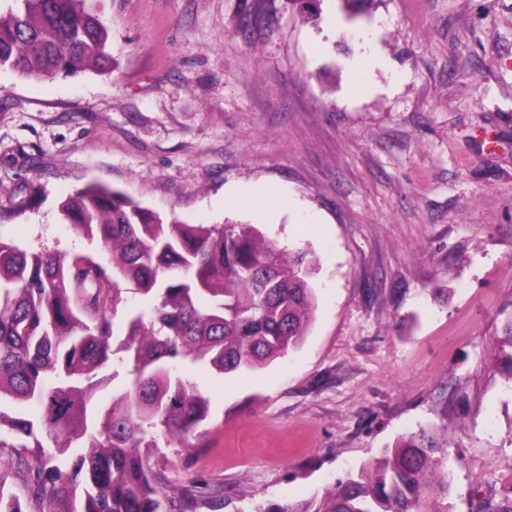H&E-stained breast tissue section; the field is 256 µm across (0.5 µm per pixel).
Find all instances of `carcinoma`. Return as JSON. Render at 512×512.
<instances>
[{"label":"carcinoma","instance_id":"1","mask_svg":"<svg viewBox=\"0 0 512 512\" xmlns=\"http://www.w3.org/2000/svg\"><path fill=\"white\" fill-rule=\"evenodd\" d=\"M0 14V68L34 79L105 67L108 30L85 0H12ZM63 219L112 254L31 251L0 238V512H25L5 492L17 474L47 512H220L192 485L161 486L151 465L162 436L190 447L209 416L203 365L232 375L301 345L314 310L311 260L242 224H188L124 193L90 184L59 203ZM148 297L114 342L122 285ZM123 377L112 404L94 401ZM55 453L46 456L44 443ZM448 439L421 428L305 501L252 512H448Z\"/></svg>","mask_w":512,"mask_h":512}]
</instances>
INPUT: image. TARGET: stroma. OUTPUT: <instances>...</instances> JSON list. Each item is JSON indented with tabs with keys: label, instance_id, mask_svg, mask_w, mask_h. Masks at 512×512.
Returning a JSON list of instances; mask_svg holds the SVG:
<instances>
[{
	"label": "stroma",
	"instance_id": "1",
	"mask_svg": "<svg viewBox=\"0 0 512 512\" xmlns=\"http://www.w3.org/2000/svg\"><path fill=\"white\" fill-rule=\"evenodd\" d=\"M87 7L109 69L0 70V237L109 263L58 209L98 183L314 260L299 348L196 375L211 417L152 458L168 488L305 499L426 426L449 431L448 512L512 503V0Z\"/></svg>",
	"mask_w": 512,
	"mask_h": 512
}]
</instances>
